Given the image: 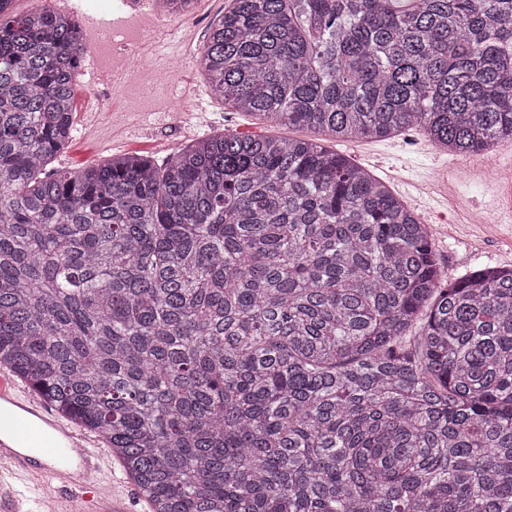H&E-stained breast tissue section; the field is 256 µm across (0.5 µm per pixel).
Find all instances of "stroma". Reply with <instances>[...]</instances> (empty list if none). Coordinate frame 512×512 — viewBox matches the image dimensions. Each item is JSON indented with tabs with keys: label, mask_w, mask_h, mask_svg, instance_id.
Returning a JSON list of instances; mask_svg holds the SVG:
<instances>
[{
	"label": "stroma",
	"mask_w": 512,
	"mask_h": 512,
	"mask_svg": "<svg viewBox=\"0 0 512 512\" xmlns=\"http://www.w3.org/2000/svg\"><path fill=\"white\" fill-rule=\"evenodd\" d=\"M206 79L199 62H192L179 83L161 82L152 88L117 90L113 111H99L94 97L98 86L81 72L74 90L72 138L51 168L83 169L109 161L113 155L136 153L164 161L193 138L187 123L203 133L305 138V129L273 126L204 96ZM183 97L186 120L165 113L167 97ZM338 151L370 168L392 190L415 207L432 235L448 281L487 266L512 268V226L484 224L480 218L491 204L488 187L465 167L464 157L436 148L419 131L378 139L337 143ZM447 175V191L437 178Z\"/></svg>",
	"instance_id": "obj_1"
}]
</instances>
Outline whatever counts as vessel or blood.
<instances>
[{
  "label": "vessel or blood",
  "mask_w": 512,
  "mask_h": 512,
  "mask_svg": "<svg viewBox=\"0 0 512 512\" xmlns=\"http://www.w3.org/2000/svg\"><path fill=\"white\" fill-rule=\"evenodd\" d=\"M492 207L496 221L512 224V153L496 159ZM57 491L52 512H133L132 497L113 476L108 451L94 434L76 429L45 402L0 371V512H41L29 486Z\"/></svg>",
  "instance_id": "obj_1"
}]
</instances>
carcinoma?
<instances>
[{"instance_id":"1","label":"carcinoma","mask_w":512,"mask_h":512,"mask_svg":"<svg viewBox=\"0 0 512 512\" xmlns=\"http://www.w3.org/2000/svg\"><path fill=\"white\" fill-rule=\"evenodd\" d=\"M231 0L211 93L306 139L203 136L45 171L85 51L0 0V365L149 512H512V269L325 145L512 142V0Z\"/></svg>"}]
</instances>
